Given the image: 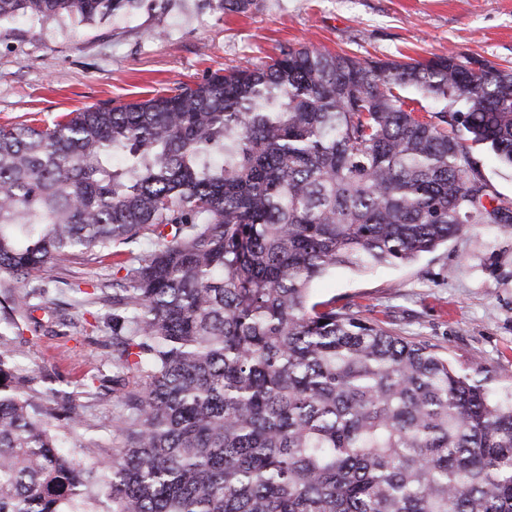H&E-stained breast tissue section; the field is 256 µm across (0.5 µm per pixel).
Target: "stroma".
I'll list each match as a JSON object with an SVG mask.
<instances>
[{
    "label": "stroma",
    "mask_w": 512,
    "mask_h": 512,
    "mask_svg": "<svg viewBox=\"0 0 512 512\" xmlns=\"http://www.w3.org/2000/svg\"><path fill=\"white\" fill-rule=\"evenodd\" d=\"M0 125L39 121L102 103L142 101L247 63L285 45H306L381 60H425L447 51L512 65V0H254L224 14L219 0H171L165 13L144 9L98 23L69 18L0 22ZM488 195L512 200V168L473 148ZM112 257L46 268L36 283L63 312L37 311L43 328L24 332L21 364L70 392L77 381L112 376V305L90 310L82 293L111 280ZM312 301L425 341L463 371L483 370L487 387L512 394V228L472 224L448 244L406 264L336 267L313 282ZM124 412L112 394L84 410L86 428L67 444L85 464L88 442L117 443L112 422Z\"/></svg>",
    "instance_id": "stroma-1"
}]
</instances>
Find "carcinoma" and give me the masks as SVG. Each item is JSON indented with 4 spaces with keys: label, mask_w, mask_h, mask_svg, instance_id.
<instances>
[{
    "label": "carcinoma",
    "mask_w": 512,
    "mask_h": 512,
    "mask_svg": "<svg viewBox=\"0 0 512 512\" xmlns=\"http://www.w3.org/2000/svg\"><path fill=\"white\" fill-rule=\"evenodd\" d=\"M169 2L0 0V21ZM467 63L288 45L145 101L1 126L0 512H512V401L309 294L337 266L512 228L470 156L512 167V68ZM145 235L155 250L83 300L112 301L126 411L121 445L87 466L61 446L84 405L46 401L14 313L38 324L46 267Z\"/></svg>",
    "instance_id": "obj_1"
}]
</instances>
